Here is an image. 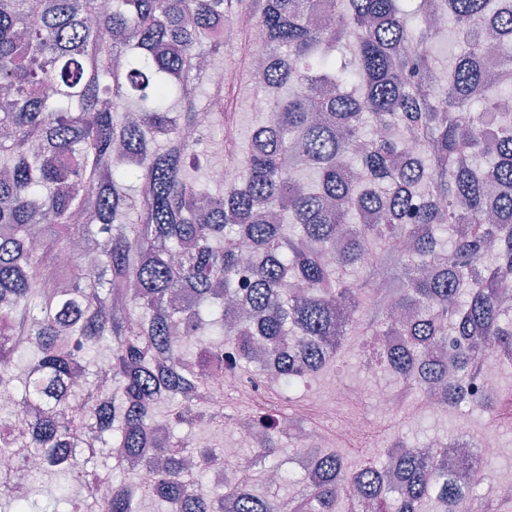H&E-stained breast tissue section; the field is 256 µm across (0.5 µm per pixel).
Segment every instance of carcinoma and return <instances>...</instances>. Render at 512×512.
<instances>
[{"label":"carcinoma","mask_w":512,"mask_h":512,"mask_svg":"<svg viewBox=\"0 0 512 512\" xmlns=\"http://www.w3.org/2000/svg\"><path fill=\"white\" fill-rule=\"evenodd\" d=\"M238 2L0 0V386L23 385L0 407V454L18 452L22 470L0 474V496L30 512L16 480L37 458L79 482L69 512H98L104 491L110 512L146 499L173 512H224L227 499L237 512H471L477 486L437 448L397 440L381 466L295 448L310 468L283 501L269 460L291 427L259 420L257 450L234 459L154 439L236 424L210 385L221 349L256 375L262 343L286 399L351 337L398 336L381 369L410 397L494 416L475 392L482 364L512 368V82L486 67L495 55L512 71V0H416L413 30L400 0ZM448 16L461 44L449 64L431 24ZM244 18L264 36L248 71L269 111L247 140L222 135L241 179L201 185L191 173L215 168L206 135L224 130V109L197 61L221 66ZM341 43L351 58L339 64ZM481 153L495 158L486 169ZM366 210L374 223L351 222ZM76 239L97 253L92 268L59 264ZM242 241L257 251L246 278ZM77 363L85 384L66 399ZM80 448L112 467H88ZM243 464L244 485L203 481ZM481 512H512V487Z\"/></svg>","instance_id":"cac0c4a2"}]
</instances>
